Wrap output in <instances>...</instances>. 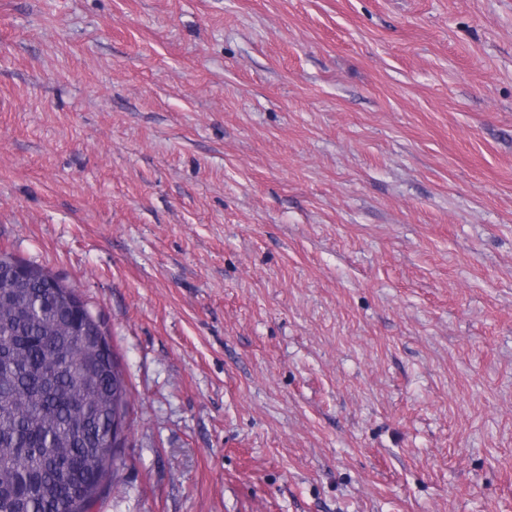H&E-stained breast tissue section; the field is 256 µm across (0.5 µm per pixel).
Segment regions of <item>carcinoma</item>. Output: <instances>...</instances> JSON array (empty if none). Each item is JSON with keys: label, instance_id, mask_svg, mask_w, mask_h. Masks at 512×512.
I'll return each instance as SVG.
<instances>
[{"label": "carcinoma", "instance_id": "1", "mask_svg": "<svg viewBox=\"0 0 512 512\" xmlns=\"http://www.w3.org/2000/svg\"><path fill=\"white\" fill-rule=\"evenodd\" d=\"M127 404L99 320L39 264L0 253V512H91L118 477Z\"/></svg>", "mask_w": 512, "mask_h": 512}]
</instances>
